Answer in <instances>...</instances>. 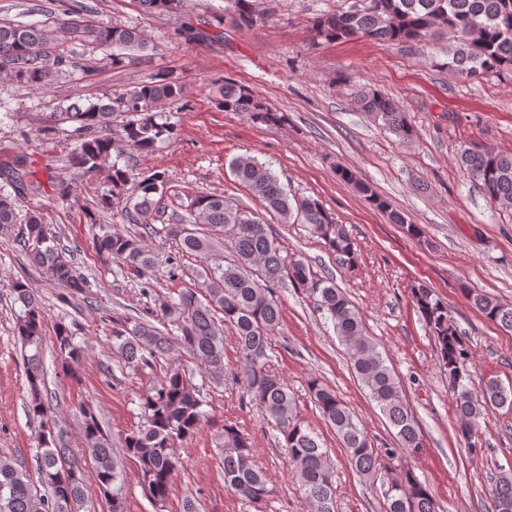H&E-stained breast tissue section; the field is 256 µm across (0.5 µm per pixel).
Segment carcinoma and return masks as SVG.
Masks as SVG:
<instances>
[{
	"instance_id": "carcinoma-1",
	"label": "carcinoma",
	"mask_w": 512,
	"mask_h": 512,
	"mask_svg": "<svg viewBox=\"0 0 512 512\" xmlns=\"http://www.w3.org/2000/svg\"><path fill=\"white\" fill-rule=\"evenodd\" d=\"M267 14L257 10L255 0H226L224 19L239 28H248ZM317 37L325 41L365 38L376 42L409 43L426 41L441 31L455 37L447 60L433 61L436 67L452 70L459 77L482 82L512 72V0H363L360 7L324 13L314 21ZM72 39L100 46H112V65L142 52L148 43L134 29L121 25L99 26L83 18L63 20L54 26L0 24V74L42 90L56 77L81 68L77 58L61 47ZM219 103L226 112L247 116L254 123L274 125L283 115L269 108L253 90L223 79L217 88ZM185 96L184 86L169 77H155L132 90L117 93L85 108L69 105L50 113L49 130L71 138L74 149L69 167L93 176L104 173L110 194L101 197L99 207L110 209L127 193L135 194L133 204H125V218L138 223L140 217L158 214L159 199L172 190L164 171H142L130 163L119 165L111 156L121 157L123 147L151 152L164 135H172L166 123H159L152 108ZM356 108L374 122L409 142L415 130L393 99L369 85H359L353 93ZM123 112L133 120L123 125L119 137L112 133V115ZM457 162L477 182L492 203L512 206V155L495 150L482 153L467 148L457 153ZM234 176L258 197L266 211L281 222L295 220L309 226L344 263L355 260L353 239L346 226L319 200L291 198L270 169L250 156L230 163ZM340 180L351 183L376 209L387 214L412 238L423 230L401 212L390 207L372 187L346 167L336 170ZM50 192L64 202L73 193L72 185L58 176L48 184L31 180L27 162L18 160L0 166V237L16 238L31 264L45 278L69 291L89 292L92 283L77 273L69 250L58 243L47 228L44 216L31 211L25 223L17 225V206L29 193ZM166 234L178 241L181 252L201 264L202 282L175 297L158 301V311L166 330L145 318L115 321L112 344L126 365H152L168 350L167 335L177 333L182 348L212 374L224 372V326L235 330L240 349L243 388L255 401L264 418L283 438L288 470L310 506V512H336V484L328 449L312 429L298 421L294 397L285 380L268 366L271 336L281 323L282 306L274 288L287 281L306 289L314 297L319 312L330 320L338 338L348 348L356 377L395 431L398 448L378 452L357 415L336 391L313 377L308 390L324 423L334 432L351 467L360 477L382 480L386 512H439V503L426 482L409 467L381 468L380 457L420 447L417 422L403 401L399 381L376 343L365 334L358 310L335 284L317 277L301 259L283 255L284 246L273 230L253 213L242 210L220 194H198L185 211L170 218ZM223 238L234 259L223 266L209 261L213 240ZM93 246L104 263L116 262L135 272L143 267L171 264L132 235L103 230L93 236ZM15 300L21 304L15 334L21 344L29 391L28 413L40 421L38 481H33L14 463L0 457V512H81L86 499L85 466L91 465L99 493L110 512H124L120 472L113 457L112 437L102 428L93 406L78 404L82 417L81 437L85 458L75 457L64 441L45 394L42 341L45 316L35 289L27 282L13 284ZM472 306L496 326L512 331V307L496 298L464 289ZM410 293L429 332L435 339L439 366L448 375V390L454 395L457 434L472 452L477 451L481 423L489 413L512 410V387L495 378L473 391L469 378L470 351L466 337L435 292L414 284ZM56 351L63 370L75 374L82 347L70 328L56 326ZM200 391L179 367L166 370L161 380L141 398L143 422L126 434L123 449L135 466L148 498L164 506L172 491L178 467L176 442L196 434L204 422ZM224 465V487L241 498L261 504L272 493L264 473L255 465L251 438L232 423L224 424L218 435ZM490 512H512V477L501 476L490 493Z\"/></svg>"
}]
</instances>
